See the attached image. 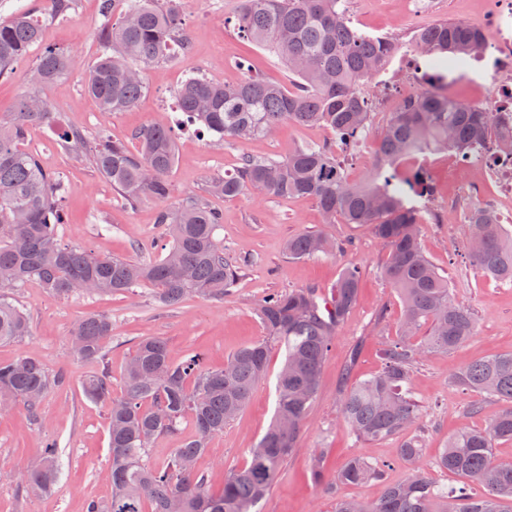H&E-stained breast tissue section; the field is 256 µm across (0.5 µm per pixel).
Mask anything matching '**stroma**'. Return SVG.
<instances>
[{
    "label": "stroma",
    "mask_w": 512,
    "mask_h": 512,
    "mask_svg": "<svg viewBox=\"0 0 512 512\" xmlns=\"http://www.w3.org/2000/svg\"><path fill=\"white\" fill-rule=\"evenodd\" d=\"M175 3L188 36V51L145 68L146 90L141 98L128 110L106 118L84 90L86 72L101 50V0H73L72 8L59 17L49 15L44 0H0V21L18 12L29 13L42 24L43 45L79 55L78 65L42 95L52 111L61 113L66 125L81 130L87 141L102 132L133 149L135 131L159 120L169 121L177 149V162L169 174V205L189 196L206 197L209 206L224 216L218 237L225 258L245 263L235 286L223 297H193L171 307L159 305L146 286L125 293L76 291L60 297L30 282L15 291L13 298L27 313L31 333L21 341L0 344V361L33 352L50 372L63 373L65 382L47 395L37 414H29L19 401L0 411V471L17 472L36 465L43 443L53 440L58 444L59 479L49 494L0 482V512H86L89 501L109 499L106 410L83 396L84 376L107 370L113 397H121L126 363L137 343L152 336L167 342L174 359L194 351L203 355L207 367H221L239 347L264 338L265 329L256 314L264 297L301 288L330 295L341 269L350 264L361 272L358 301L328 348L318 394L297 446L258 509L335 512L341 499H377L380 483L337 482V470L354 456L387 464L388 480L399 481L406 475L407 465L398 452L400 439L357 440L344 426L340 411L342 374L354 381L378 374L383 367L382 345L398 332L402 305L382 277L386 248L368 227L325 223L316 203L308 198L265 197L249 191L227 199L207 192L212 179L234 172L244 157L280 159L296 146L320 144L333 135L323 127L286 124L266 137L212 146L175 110L176 92L189 74L233 83L243 76L238 66L243 60L267 81L288 87L292 79L275 55L237 33L238 0ZM493 3L426 0L420 15L410 10L409 0H349L348 7L353 26L362 33L404 39L421 24L466 20ZM35 60V54H28L0 78L1 120L11 118L20 96L29 91L27 79ZM397 106L393 98L373 110L365 136L344 158L351 181H362L370 171ZM24 147L64 185L58 226L63 243L102 256L153 260L163 256L167 236L156 222L157 204L125 205L87 158L62 144L54 124L31 125ZM434 159L430 181L440 194L430 201L434 215L420 227L421 242L432 264L447 277L455 299L473 313L476 333L455 351L427 357L413 372L411 391L421 407L417 435L427 461L438 456L458 429L484 427L503 409L498 400L456 385L455 374L470 360L512 352V283L485 277L476 268L468 251L470 227L457 221L458 210L479 201L473 178L458 154L438 152ZM308 232L331 234L340 251L304 260L289 258L288 239ZM93 315L107 316L112 322V339L98 363L78 360L71 351L78 324ZM282 361V348L271 347L267 374L241 416L210 438L201 466L209 475L211 492H221L228 471L245 465L249 448L271 423ZM318 457L328 482L324 488L311 479V465Z\"/></svg>",
    "instance_id": "stroma-1"
}]
</instances>
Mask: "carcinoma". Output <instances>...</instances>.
<instances>
[{"instance_id": "obj_1", "label": "carcinoma", "mask_w": 512, "mask_h": 512, "mask_svg": "<svg viewBox=\"0 0 512 512\" xmlns=\"http://www.w3.org/2000/svg\"><path fill=\"white\" fill-rule=\"evenodd\" d=\"M112 0H102L106 18L104 49L88 70L84 87L105 115L132 107L146 85L142 67L167 56L170 47H186L187 36L173 7L160 0H128L124 14L111 21ZM237 29L276 55L298 79L292 90L251 74L234 84H217L193 75L177 90L186 120L215 139L264 137L282 123L323 126L334 132L330 143L301 145L285 158H246L233 173L212 183L227 198L246 191L273 197L312 199L325 223L340 217L347 224H368L389 249L384 278L403 303L397 339L383 348L382 371L364 381L342 384V417L360 441L404 435L419 419V405L408 385L416 365L433 353L460 347L475 330V319L458 303L448 279L424 253L418 227L430 216L429 184L414 171L398 167L410 153L455 151L499 135L493 113L440 90L437 83L417 91L392 113L367 177L353 183L339 153L355 148L370 121V102L362 90L385 71L404 46L392 36L370 37L356 29L348 0H239ZM41 26L24 13L0 22V77L40 45ZM481 32L464 20L442 21L414 31L416 64L442 80L448 58L462 68L477 51ZM73 57L43 48L33 73L39 81L24 94L18 112L0 121V343L22 340L28 320L11 300L13 292L35 281L47 291L111 294L150 286L166 305L189 297H222L233 287L240 265L224 258L217 237L222 215L195 197L175 207L163 205L171 195L168 174L176 162L170 128L155 122L134 135L138 148L101 134L90 150L92 163L122 201L162 204L157 223L170 238L158 260L96 256L62 243L57 227L59 179L46 173L37 157L23 148L27 126H60L62 140L79 151L84 134L62 125L49 111L40 90L73 67ZM339 248L323 233L288 240L293 259L329 254ZM469 249L485 275L512 282V236L478 209L471 215ZM360 273L347 267L331 290L330 302L311 288L271 294L257 309L266 338L237 349L220 369L202 365L192 354L172 360L159 337L140 340L124 372L125 394L112 397L110 375L93 372L81 381L84 397L107 409L112 496L104 504L90 501L86 512H169L179 498L183 512H258L257 505L278 479L292 454L319 388L321 370L337 329L357 303ZM429 333L418 338L422 326ZM112 322L91 316L77 327L74 355L88 362L104 357ZM284 348L276 378L273 422L249 449L246 464L224 479V490H208V473L199 467L210 437L224 432L246 407L254 386L267 371L271 344ZM62 381L40 358L26 353L0 363V401L18 400L36 411L41 400ZM454 382L467 390L509 404L482 429L463 430L448 439L434 461L422 459L415 438L403 440L399 454L408 475L386 480V465L352 458L336 475L347 483L378 481L379 498L361 504L340 500L336 512H512V461L494 457V443L512 441V352L467 363ZM191 432L183 434V423ZM178 438L161 466L147 462L157 440ZM437 468L458 478L459 485L439 488L431 478ZM59 460L55 442L43 446L39 463L20 473L32 491L52 490Z\"/></svg>"}]
</instances>
